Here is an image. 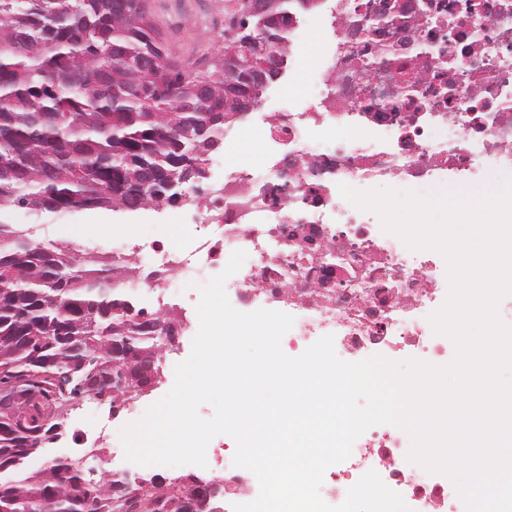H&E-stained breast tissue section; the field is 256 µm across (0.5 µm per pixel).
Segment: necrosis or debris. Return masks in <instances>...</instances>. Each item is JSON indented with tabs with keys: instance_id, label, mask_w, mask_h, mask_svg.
<instances>
[{
	"instance_id": "necrosis-or-debris-1",
	"label": "necrosis or debris",
	"mask_w": 512,
	"mask_h": 512,
	"mask_svg": "<svg viewBox=\"0 0 512 512\" xmlns=\"http://www.w3.org/2000/svg\"><path fill=\"white\" fill-rule=\"evenodd\" d=\"M294 23L318 38L293 40L288 71L317 76L318 94L225 128L223 176L205 204L222 228L215 239L165 241L113 225L112 250L162 275L122 285L156 289L174 278L192 292L199 266L241 250L229 302L293 316L281 340L288 356L330 335L348 362L378 354L447 364L452 342L428 321L448 292L443 257L384 233L339 187L452 181L473 195L512 169V0H316ZM246 133L264 148L250 169L237 160ZM409 448L395 426L368 428L322 498L341 503L373 470L416 512H447L452 481L408 462Z\"/></svg>"
}]
</instances>
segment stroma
<instances>
[{"label": "stroma", "mask_w": 512, "mask_h": 512, "mask_svg": "<svg viewBox=\"0 0 512 512\" xmlns=\"http://www.w3.org/2000/svg\"><path fill=\"white\" fill-rule=\"evenodd\" d=\"M149 3L153 20L174 57L187 70L195 72L207 69L209 59L214 57L217 48L223 46L229 30L227 22L239 15L242 0H149ZM203 217L202 210L192 204L164 205L135 212L92 210L37 215L20 208L0 210V219L30 229L33 238L46 245L61 242L70 231L84 225H96V233L77 240L74 245L82 255L96 252L97 242L111 238L112 227L116 224H138L149 235L155 234L157 225L161 224L168 238L176 241L196 236V226L202 223ZM170 307L182 314L185 320L179 345L162 352L156 361L161 373L157 386L148 395L136 399L132 408L122 409L115 416L108 404L99 405L101 422L113 431H120L131 415H143L150 405L164 397L174 384L173 369L191 354L193 339L199 329L196 303L188 296L180 295L171 301ZM67 431V438L31 459L28 470H38L55 457H81L86 468H96L95 459L85 455L98 437L94 427L83 417L74 415L68 420Z\"/></svg>", "instance_id": "stroma-1"}]
</instances>
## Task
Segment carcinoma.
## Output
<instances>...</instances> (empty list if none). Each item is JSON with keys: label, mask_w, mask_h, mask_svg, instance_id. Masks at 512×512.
Instances as JSON below:
<instances>
[{"label": "carcinoma", "mask_w": 512, "mask_h": 512, "mask_svg": "<svg viewBox=\"0 0 512 512\" xmlns=\"http://www.w3.org/2000/svg\"><path fill=\"white\" fill-rule=\"evenodd\" d=\"M274 13L297 15L311 0H274ZM142 0H0V209L37 206L63 212L136 211L160 201L147 177L169 175L193 191L214 153L186 131L208 128L224 143V88L249 90L235 43L247 36L288 58L290 29L248 18L244 32L218 50L211 70L187 72L158 28L142 17ZM145 54L162 73L136 65ZM205 84L209 98L197 94ZM49 112L53 124L37 116ZM130 264H91L64 243L45 246L0 222V386L16 402L0 403V512H115L122 479L93 481L59 458L22 479L14 472L44 447L45 421L71 397V375L91 395L112 389L100 367L114 349L158 355L164 323L138 322L145 308L116 288L97 286ZM97 356L84 364L88 348ZM133 490L142 512H183L184 477L164 485L143 476Z\"/></svg>", "instance_id": "1"}]
</instances>
